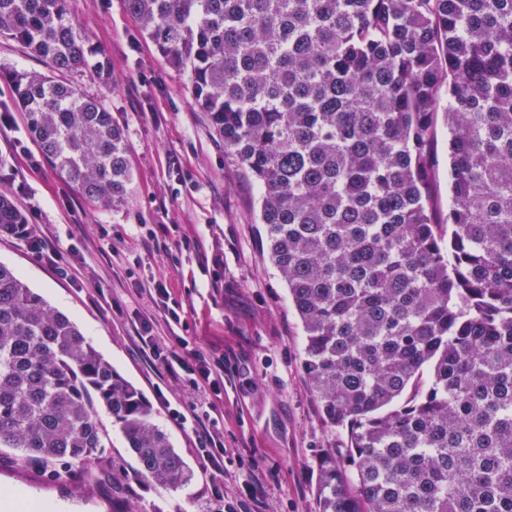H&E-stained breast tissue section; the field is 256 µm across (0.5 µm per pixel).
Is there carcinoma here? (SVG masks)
Listing matches in <instances>:
<instances>
[{"instance_id":"cac0c4a2","label":"carcinoma","mask_w":512,"mask_h":512,"mask_svg":"<svg viewBox=\"0 0 512 512\" xmlns=\"http://www.w3.org/2000/svg\"><path fill=\"white\" fill-rule=\"evenodd\" d=\"M125 2L260 186L303 372L349 432L318 459L317 512H512V0ZM0 37L47 64L7 74L46 161L122 204L123 130L73 82L112 70L69 0H0ZM22 223L0 195V232ZM97 404L147 477L191 483L153 405L0 262V448L89 470L110 443ZM443 109L436 118L435 138V182L433 186V204L437 218L441 223L448 214V130Z\"/></svg>"}]
</instances>
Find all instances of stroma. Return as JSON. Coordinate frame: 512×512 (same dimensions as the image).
Wrapping results in <instances>:
<instances>
[{"instance_id": "35a3bbf8", "label": "stroma", "mask_w": 512, "mask_h": 512, "mask_svg": "<svg viewBox=\"0 0 512 512\" xmlns=\"http://www.w3.org/2000/svg\"><path fill=\"white\" fill-rule=\"evenodd\" d=\"M72 17L111 62L112 84L85 77L123 129L131 168L125 201L102 209L49 163L32 169L15 150H40L1 74L44 71L23 45L0 38V192L11 196L38 234L65 249L68 277L28 244L0 235V262L72 317L92 345L152 402L154 421L189 465L188 487L153 483L104 408L96 416L112 446L100 460L109 477H49L0 448V488L40 494L50 512H316L317 456L346 447L348 431L326 423L302 370L304 333L288 290L268 259L251 174L193 101L188 77L145 39L125 0H69ZM433 204L448 214V130L436 120ZM163 284L179 305L168 323L149 294ZM183 337L189 349L224 359L221 395L171 378L144 353L140 337ZM214 403L224 433V467L197 452V436L172 418L200 400ZM223 487V501L212 495Z\"/></svg>"}]
</instances>
